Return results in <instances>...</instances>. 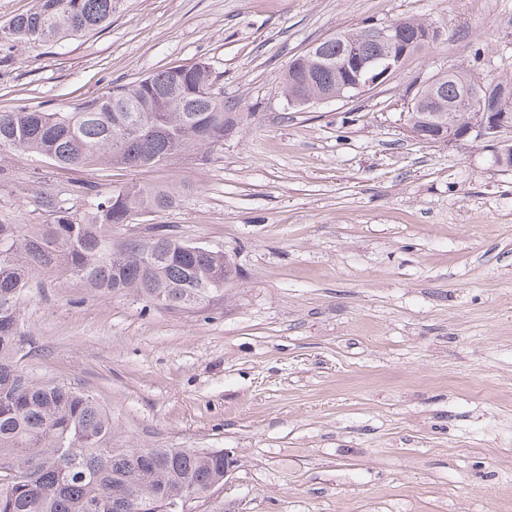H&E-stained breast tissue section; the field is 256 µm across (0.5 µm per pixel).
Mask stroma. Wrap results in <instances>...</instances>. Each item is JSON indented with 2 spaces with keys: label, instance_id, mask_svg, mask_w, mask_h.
Returning a JSON list of instances; mask_svg holds the SVG:
<instances>
[{
  "label": "stroma",
  "instance_id": "stroma-1",
  "mask_svg": "<svg viewBox=\"0 0 512 512\" xmlns=\"http://www.w3.org/2000/svg\"><path fill=\"white\" fill-rule=\"evenodd\" d=\"M415 18L439 37L387 82L289 108V63L341 30ZM206 61L224 143L158 168L0 151V222L76 215L123 184L180 194L112 228L222 249L223 299L174 312L30 277L25 371L94 396L127 440L228 450L197 512H512V169L427 144L405 114L433 75L512 80V0H118L112 22L0 49V112L68 111Z\"/></svg>",
  "mask_w": 512,
  "mask_h": 512
}]
</instances>
